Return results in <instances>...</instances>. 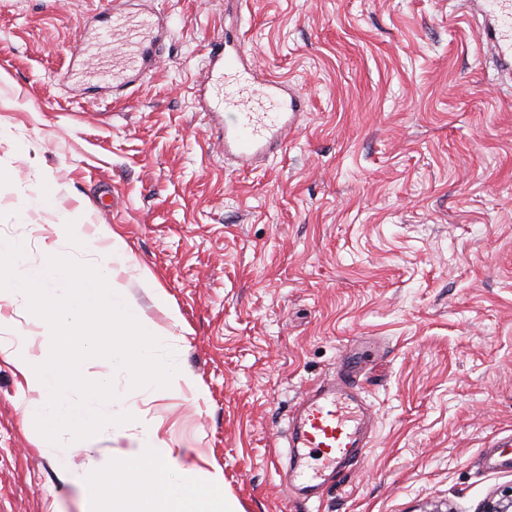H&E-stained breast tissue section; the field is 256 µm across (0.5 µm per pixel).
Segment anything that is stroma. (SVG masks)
<instances>
[{"mask_svg":"<svg viewBox=\"0 0 512 512\" xmlns=\"http://www.w3.org/2000/svg\"><path fill=\"white\" fill-rule=\"evenodd\" d=\"M113 2L0 9V238L27 239L36 264L50 246L109 256L120 235L135 265L117 280L194 386L115 375L134 422L87 454L45 449L22 424L33 392L0 361V512H87L59 465L101 479L148 426L172 480L221 472L206 512H482L511 494L512 467L485 457L512 434V89L482 16L456 0H125L163 36L151 70L105 97L77 48ZM228 34L307 101L287 148L246 170L195 100ZM59 213L71 236L50 231ZM0 314L1 347L46 345L26 304ZM359 337L372 446L301 501L283 483L288 421Z\"/></svg>","mask_w":512,"mask_h":512,"instance_id":"obj_1","label":"stroma"}]
</instances>
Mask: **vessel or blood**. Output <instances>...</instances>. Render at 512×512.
I'll use <instances>...</instances> for the list:
<instances>
[{
  "label": "vessel or blood",
  "mask_w": 512,
  "mask_h": 512,
  "mask_svg": "<svg viewBox=\"0 0 512 512\" xmlns=\"http://www.w3.org/2000/svg\"><path fill=\"white\" fill-rule=\"evenodd\" d=\"M490 22L481 35L486 50L495 56L503 76L512 78V0H479ZM153 21L131 22L122 8H114L103 34L92 47L101 58L111 54L114 35H126L130 46L127 71L142 69L156 56ZM209 80L202 100L209 111L223 114L226 152L241 165H248L263 153L283 149L306 99L294 85L258 79L244 62L240 42L224 40L207 50ZM362 371L353 349L337 358L334 373L300 402L288 446L291 454L312 459V466L294 469L288 490L305 499L317 496L327 477L350 469L365 455L370 438L366 426L372 409L363 395Z\"/></svg>",
  "instance_id": "obj_1"
}]
</instances>
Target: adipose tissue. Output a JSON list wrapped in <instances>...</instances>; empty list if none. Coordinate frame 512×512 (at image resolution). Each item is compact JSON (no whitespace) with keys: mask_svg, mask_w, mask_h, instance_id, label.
I'll use <instances>...</instances> for the list:
<instances>
[{"mask_svg":"<svg viewBox=\"0 0 512 512\" xmlns=\"http://www.w3.org/2000/svg\"><path fill=\"white\" fill-rule=\"evenodd\" d=\"M171 466L169 448L156 439L139 441L115 455L95 493V512H202L204 496L223 489L217 473L201 484L172 483Z\"/></svg>","mask_w":512,"mask_h":512,"instance_id":"adipose-tissue-1","label":"adipose tissue"}]
</instances>
